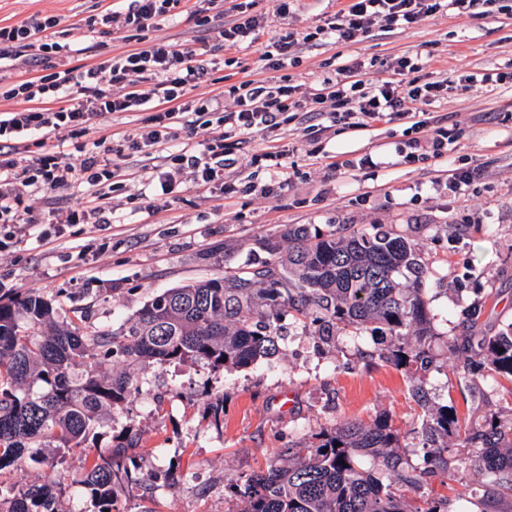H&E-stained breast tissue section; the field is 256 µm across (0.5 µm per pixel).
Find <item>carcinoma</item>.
<instances>
[{
  "label": "carcinoma",
  "mask_w": 512,
  "mask_h": 512,
  "mask_svg": "<svg viewBox=\"0 0 512 512\" xmlns=\"http://www.w3.org/2000/svg\"><path fill=\"white\" fill-rule=\"evenodd\" d=\"M285 240L292 246L283 247ZM259 248L265 256L237 273L169 288L112 329L89 333L80 317L57 320L59 299L39 292L0 297V472L55 452L42 482L5 487L0 480V512H65L60 498L67 455L74 452L81 462L74 485L89 503L80 512H119L116 490L132 495L160 479L169 486L182 480L180 462L161 476L145 469L133 426L98 445L104 412L139 391L131 373L102 371L109 363L247 368L279 353L288 316L306 329L318 324L315 333L325 340L338 329L358 334L374 325L389 339L380 358L411 370L430 363L427 270L412 240L382 224L348 235L291 224ZM481 314L478 306L467 312L468 351L512 382V326L483 332ZM36 325L50 333L32 335ZM411 394L422 412L423 466L399 468V435L389 421L340 422L300 460L230 479L240 512H447L446 498L412 510L400 491H416L426 475L448 467L451 432L460 446L474 449L472 466L512 493V422L492 419L483 430L462 432L448 406L433 405L423 386ZM204 409L215 427L224 424L223 400L208 399ZM376 455L392 473L388 485L361 465L363 457Z\"/></svg>",
  "instance_id": "carcinoma-1"
}]
</instances>
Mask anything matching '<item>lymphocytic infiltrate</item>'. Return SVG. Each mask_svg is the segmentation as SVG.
Listing matches in <instances>:
<instances>
[{
    "instance_id": "f902f5d3",
    "label": "lymphocytic infiltrate",
    "mask_w": 512,
    "mask_h": 512,
    "mask_svg": "<svg viewBox=\"0 0 512 512\" xmlns=\"http://www.w3.org/2000/svg\"><path fill=\"white\" fill-rule=\"evenodd\" d=\"M495 2L348 0L325 24L275 39L258 61L261 69L280 71L295 61L301 45L310 42L356 43L375 27L386 32L411 28L440 11L470 16L476 9H490ZM180 4L181 0H129L127 7L87 18L84 27L90 33L111 26L145 31L172 17ZM190 18L205 40L229 53L256 43L268 26L267 16L254 12L250 0H239L231 15L226 13L223 0H195ZM59 23L58 17L35 15L19 25L0 27V60L19 48L28 51L33 64L51 57L63 61L58 71L20 81L8 92L9 97L23 99L25 106L0 116V144L8 146L7 151H0L1 224L22 223L20 191L30 186L52 191L78 182L91 188L84 205L67 210L64 221L68 224H84L92 219L104 223L113 211L100 190L105 181L112 179L113 172L105 168L100 152L84 149L75 161L67 162L61 153L53 151L29 161L20 156L18 145L36 133L54 136L62 145L85 134L94 119L114 112H140L155 99L159 109L126 137L129 148L140 151L175 139L176 115L215 110L221 134L196 147L180 149L173 160L178 169H193L198 184L220 188L228 197L234 189L224 182V168L230 163L224 142L232 135L258 127L268 138L277 139L287 114L306 111L310 106L319 112L343 113L363 125L383 116L401 118L444 97L449 87L465 92L477 81L471 74L450 80L426 73L421 56L415 54L395 58L387 67V78L371 87L360 78L362 63L354 62L335 75L323 77L320 89L307 101L297 98L290 81L269 85L245 80L225 88L228 102L218 109L214 98L187 97L189 91L209 82L211 68L207 60L194 58L162 38L117 57L72 67L66 63L73 50L72 41L60 42L51 36ZM148 78L155 84L151 90H142Z\"/></svg>"
}]
</instances>
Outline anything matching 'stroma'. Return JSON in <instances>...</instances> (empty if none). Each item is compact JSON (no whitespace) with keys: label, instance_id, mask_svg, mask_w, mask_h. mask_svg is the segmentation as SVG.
I'll list each match as a JSON object with an SVG mask.
<instances>
[{"label":"stroma","instance_id":"stroma-1","mask_svg":"<svg viewBox=\"0 0 512 512\" xmlns=\"http://www.w3.org/2000/svg\"><path fill=\"white\" fill-rule=\"evenodd\" d=\"M113 2L0 0V26L39 14L58 16L62 27L73 28ZM501 3L502 11L487 17L444 12L405 30L372 31L357 43L306 46L298 65L282 73L260 70L251 48L225 63L223 53L211 51L182 16L162 22L157 34L195 58L214 61L207 85L190 91L193 99L219 94L241 80L275 83L285 75L312 88L320 77L355 61L364 63L367 80L377 83L394 58L417 51L429 54L436 75L482 76L512 70V0ZM255 8L269 16L259 40L265 46L286 31L320 25L340 4L301 0L287 26L275 16L274 0H256ZM144 38L132 29L104 28L76 40L69 63L117 56L142 47ZM425 112L434 125L452 128L456 139L442 157L416 162L406 157L413 136L410 117L365 127L326 112L310 113L303 123L289 121L274 143L288 180L267 199L253 189L269 183L270 171L250 162L252 154L273 144L262 131L231 139L236 163L225 168L224 179L239 188L232 198L197 186L187 170L175 175L172 192L164 194L151 181L155 166L184 144L211 136L215 125L180 121L176 140L139 153L128 149L123 137L133 132L141 113H114L80 138L86 146H99L120 172L111 194L117 206L112 223H57L58 212L87 198L83 185L24 189L22 201L39 223L0 224V240L9 242L0 249V296L20 289L60 295L58 320L85 311L89 331L119 324L153 294L239 271L260 238L289 224L324 230L347 224L355 231L389 225L419 243L428 271L433 363L419 376L378 359L377 350L386 344L380 331H364L357 339L340 332L327 344L296 323L284 355L269 365L220 373L190 362L133 367L140 391L105 416L101 434L135 425L145 468H167L180 447L190 475L182 485H162L134 500L118 494L122 512H240V502L225 487L228 479L287 463L290 453H303L314 434L340 420L389 418L399 433L403 468L418 466L422 419L409 393L418 379L432 402L447 406L469 429L483 428L493 418L512 420V383L489 370L475 382L464 378L452 352L466 334L464 313L473 305L484 307L483 330L512 325V81L470 92L449 89ZM476 165L482 168L478 179L449 191L450 174ZM205 390L224 399L223 428L203 416ZM463 484L468 491L461 501L455 490ZM440 497L448 498L450 512H512V496L471 470L463 451L447 471L427 477L409 500L420 506Z\"/></svg>","mask_w":512,"mask_h":512}]
</instances>
